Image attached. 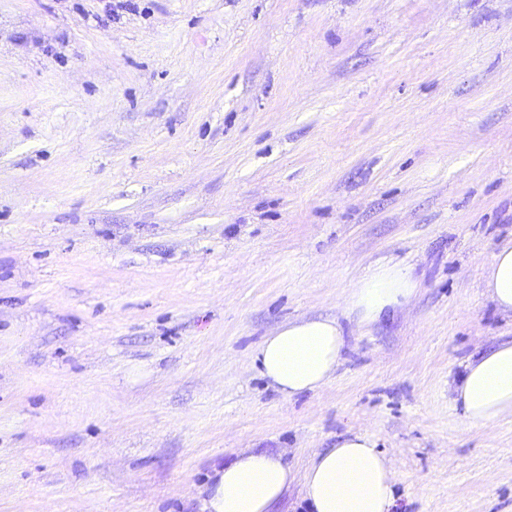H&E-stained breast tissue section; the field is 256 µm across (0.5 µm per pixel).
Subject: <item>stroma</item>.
I'll return each mask as SVG.
<instances>
[{
  "mask_svg": "<svg viewBox=\"0 0 512 512\" xmlns=\"http://www.w3.org/2000/svg\"><path fill=\"white\" fill-rule=\"evenodd\" d=\"M512 0H0V512H197L240 449L354 433L392 512H512V421L451 388L512 340ZM405 307L285 398L254 356L378 264ZM483 288L494 307L512 320V241L493 253L484 270Z\"/></svg>",
  "mask_w": 512,
  "mask_h": 512,
  "instance_id": "35a3bbf8",
  "label": "stroma"
}]
</instances>
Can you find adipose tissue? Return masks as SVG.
Returning a JSON list of instances; mask_svg holds the SVG:
<instances>
[{
  "label": "adipose tissue",
  "mask_w": 512,
  "mask_h": 512,
  "mask_svg": "<svg viewBox=\"0 0 512 512\" xmlns=\"http://www.w3.org/2000/svg\"><path fill=\"white\" fill-rule=\"evenodd\" d=\"M483 288L488 300L512 318V241L499 246L486 265ZM417 292L411 271L380 265L351 285L341 317L368 326L409 302ZM341 318H307L285 323L267 336L257 359L262 375L286 398L326 385L344 347ZM453 406L462 422L483 427L512 418V341L469 361L453 388ZM301 480L309 512H390L396 473L374 439L354 434L317 452L303 476L281 455L241 451L218 471L200 500L201 512H271L294 480Z\"/></svg>",
  "instance_id": "adipose-tissue-1"
}]
</instances>
